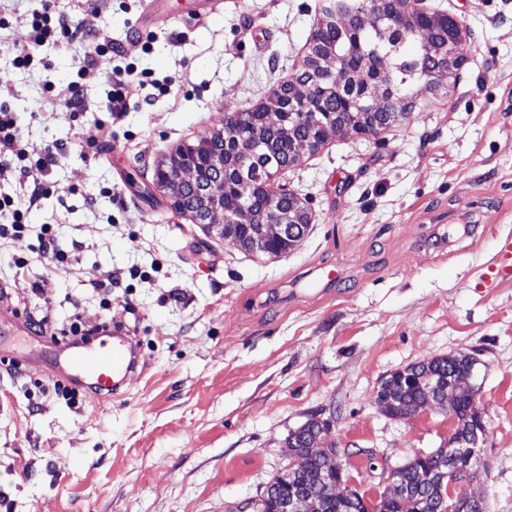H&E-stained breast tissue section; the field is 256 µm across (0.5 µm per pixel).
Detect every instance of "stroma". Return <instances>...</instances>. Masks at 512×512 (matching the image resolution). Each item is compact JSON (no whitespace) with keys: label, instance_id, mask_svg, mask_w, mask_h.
Returning a JSON list of instances; mask_svg holds the SVG:
<instances>
[{"label":"stroma","instance_id":"1","mask_svg":"<svg viewBox=\"0 0 512 512\" xmlns=\"http://www.w3.org/2000/svg\"><path fill=\"white\" fill-rule=\"evenodd\" d=\"M427 4L470 29L467 64L419 90L384 141L333 134L279 171L275 184L316 219L272 259L172 211L153 175L303 71L323 0H219L201 16L175 5L147 26L144 0H0V104L28 150L60 153L28 251L0 244V310L59 329L75 313L89 329L110 320L140 340L120 393L86 390L74 406L40 367L37 339L13 346L19 368H0V512H255L293 462L288 435L313 415L330 420L353 487L377 505L392 471L447 447L456 423L436 405L391 418L375 392L448 355L479 361L486 436L467 490L512 512V275L477 285L512 237V0ZM41 9L111 41L114 66L139 84L126 112L105 107L108 73L79 77L85 42L32 43ZM77 92L85 109L64 112ZM45 224L70 262L40 298ZM111 271L112 292L93 287Z\"/></svg>","mask_w":512,"mask_h":512}]
</instances>
